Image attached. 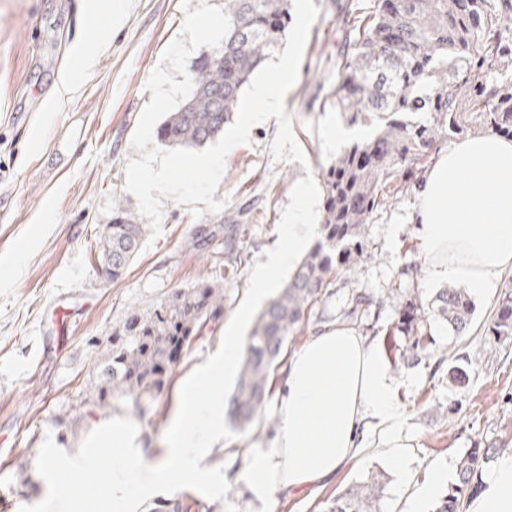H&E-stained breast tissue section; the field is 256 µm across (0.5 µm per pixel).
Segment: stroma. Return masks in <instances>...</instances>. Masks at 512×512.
<instances>
[{
  "instance_id": "stroma-1",
  "label": "stroma",
  "mask_w": 512,
  "mask_h": 512,
  "mask_svg": "<svg viewBox=\"0 0 512 512\" xmlns=\"http://www.w3.org/2000/svg\"><path fill=\"white\" fill-rule=\"evenodd\" d=\"M313 2L320 13L299 78L285 98L306 163L273 162L277 121L257 125L249 143L226 157L214 194L227 202L221 213L197 218L187 206L165 200L160 236L114 280L95 267L96 234L111 223L114 201L137 207L125 190V166L140 156L130 143L152 97L145 83L181 29V0H127L109 47L64 98L60 79L79 68L78 46L96 45L105 14L91 15L85 0H0V494L15 506L36 504L46 493L36 469L18 470L19 459L36 458L48 437L68 454L77 453L83 436L70 430L72 406L100 357L98 341L131 308H150L175 289L223 273L220 242L198 252L187 250L184 239L197 227L247 209L240 242L245 260L237 280L225 285L227 308L235 310L250 267L279 239L277 224L294 182L320 173L339 154L329 136L343 121L326 95L336 83V59L353 19L337 9V0ZM417 206L416 191L392 188L364 226L362 256L338 275L321 302L335 313L349 292L365 289L375 305L364 334L383 355L399 354L405 342L390 331L397 315L386 305L387 296L415 289L429 300L440 290L422 271L412 220ZM508 289L512 271L485 294H472L474 315L464 335L430 317L427 358L394 371L411 442L410 483L402 482L398 465L371 457L342 469L325 486L279 499L274 512H326L329 499L376 470L389 476L386 512H403L413 485L427 481L434 468L456 463L474 443L512 453V335L498 340L487 334L497 299ZM59 303L68 310L62 328L52 314ZM223 333V326H216L183 352L169 388L145 414L119 403L100 412L98 423L134 418L146 460H164V435L178 410L181 386L218 348ZM462 355L467 358L463 381L435 372L438 359L449 368Z\"/></svg>"
}]
</instances>
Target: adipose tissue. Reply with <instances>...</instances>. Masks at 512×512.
I'll return each instance as SVG.
<instances>
[{
    "label": "adipose tissue",
    "instance_id": "adipose-tissue-1",
    "mask_svg": "<svg viewBox=\"0 0 512 512\" xmlns=\"http://www.w3.org/2000/svg\"><path fill=\"white\" fill-rule=\"evenodd\" d=\"M418 239L428 278L481 292L512 269V139L487 132L440 153L419 187ZM279 424L240 478L272 512L277 497L320 486L348 464L403 459L408 442L387 363L355 329H322L288 360ZM468 512H512V455L503 454Z\"/></svg>",
    "mask_w": 512,
    "mask_h": 512
}]
</instances>
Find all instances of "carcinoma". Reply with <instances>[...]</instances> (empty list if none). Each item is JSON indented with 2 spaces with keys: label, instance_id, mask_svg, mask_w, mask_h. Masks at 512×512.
<instances>
[{
  "label": "carcinoma",
  "instance_id": "1",
  "mask_svg": "<svg viewBox=\"0 0 512 512\" xmlns=\"http://www.w3.org/2000/svg\"><path fill=\"white\" fill-rule=\"evenodd\" d=\"M224 11L231 29L220 52L198 62L190 73L192 93L158 129L169 147H199L223 132L255 71L285 34L288 0H224ZM336 70L339 85L329 94L336 111L347 126L375 131L321 169V240L258 314L246 338L229 408L242 429L264 406L272 371L332 283V273L359 258L364 224L385 203V185L400 177L409 189L414 172L446 137L479 129L512 138V0H374L369 21L348 42ZM240 230L238 224H219L189 235L185 246L195 251L224 236V278L176 289L148 310L128 311L102 346L89 388L75 406V428L115 402L150 405L165 390L183 348L224 315V279L242 265ZM145 232L134 212L114 202L112 223L97 235L101 270L119 278ZM392 302L406 337L404 359L417 360L430 308L417 295ZM371 305L369 293L354 289L341 317L361 323ZM431 305L453 332L470 327L468 288H444ZM488 332L512 335V290L499 299ZM491 458L489 448L467 449L457 462L456 482L434 512H463L465 497L478 491ZM387 479L379 470L352 483L329 501L326 512H383Z\"/></svg>",
  "mask_w": 512,
  "mask_h": 512
}]
</instances>
